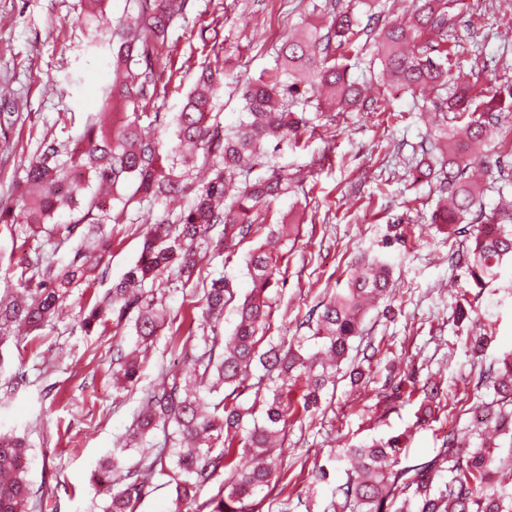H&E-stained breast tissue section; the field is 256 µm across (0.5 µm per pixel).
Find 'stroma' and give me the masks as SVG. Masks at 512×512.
<instances>
[{"instance_id": "stroma-1", "label": "stroma", "mask_w": 512, "mask_h": 512, "mask_svg": "<svg viewBox=\"0 0 512 512\" xmlns=\"http://www.w3.org/2000/svg\"><path fill=\"white\" fill-rule=\"evenodd\" d=\"M307 4L189 0L185 18L173 25L167 46L157 54L155 79L167 88L157 111L179 112L201 67L227 61L245 79L270 70L273 45L299 23ZM466 8L453 22L480 55L463 61L462 68L471 82L496 90L512 82V7L506 0H466ZM82 9L83 0H0V99L14 101L19 112L12 126L0 127V210L16 208L14 184L43 140H74L104 109L111 53L107 43H94L90 30L77 24ZM349 67L370 96L390 98L393 111L340 112L330 122L308 108L316 132L302 147L284 146L275 153L273 164L296 175L298 188L271 210L301 214L303 222L286 246L283 278L269 292L267 337L277 342L308 335L310 310L345 288L352 262L365 255L390 266L391 310H371L354 345L380 343L386 354L362 378L338 382L324 410L290 416L280 478L260 512H334L336 489L346 480L340 453L347 444L400 438L406 466L432 457L452 429L471 445H494L500 458L512 453V437L479 411L495 397L480 384V374L512 353V263L482 289L465 266L449 264V253L465 252L474 242L431 223L435 188L409 175L427 130L420 113L430 109V94L391 89L382 82L373 53L351 60ZM142 235L141 225H113L112 250L92 287L74 290L62 314L43 329L0 341V430L29 445L26 469L41 495L34 512H98L104 495L92 484V471L128 435L144 391L164 374L187 367L170 346L186 339L190 321L201 311L202 291L161 283L169 324L139 383L128 390L112 375L111 330L88 333L78 323L85 305L103 296L136 261ZM250 248L243 242L228 264L223 248L202 244L199 279L227 278L238 297H245L250 279L242 255ZM30 249L0 224V297L15 283ZM463 290L481 325L458 319ZM477 336L484 341L479 351L472 347ZM428 380L439 383L443 405L427 420L409 392ZM323 468L330 473L325 482L319 479ZM153 483L137 512H206V501L224 481L216 479L189 504L176 503L174 486L163 477Z\"/></svg>"}]
</instances>
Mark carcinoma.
<instances>
[{
    "mask_svg": "<svg viewBox=\"0 0 512 512\" xmlns=\"http://www.w3.org/2000/svg\"><path fill=\"white\" fill-rule=\"evenodd\" d=\"M106 0H86L81 17L85 27L99 28ZM135 14L112 31L116 39L113 67L116 79L108 86L106 111L84 126L80 139L67 147L45 141L23 168L17 182L21 206L1 211L0 224L20 229L37 240L58 225L55 214L66 209L76 218L66 225L78 240L66 263L55 253L38 252L21 267L15 289L21 296L0 298V330L13 327L28 333L54 320L72 289L96 280L103 258L112 249V225L129 221L130 204L152 217L145 227L142 250L124 276L105 296L83 309L80 325L89 331L112 326L120 337L112 345L117 379L125 386L139 382L150 348L167 325L166 312L154 286L167 279L186 288L194 281L202 256L198 244L217 238L224 263L236 256L245 241L262 243L245 256L252 288L235 302L229 281L220 277L205 289V309L193 330L202 352L191 367L174 374L166 385L148 391L135 415L132 433L145 443L157 433V448H139V458L124 465L113 454L92 472L94 484L112 489L103 512H136L152 490L150 475L175 483L176 500L195 496L220 474L224 486L206 502L209 512H258V495L271 487L287 440L288 415L297 407L309 412L320 406L326 391L347 359L350 341L359 335L369 310L390 296L387 264L364 257L350 270L347 288L320 302L308 320L309 335L290 345L268 344L259 350L270 330L272 304L268 291L282 274L283 241L292 231L284 219L268 223L271 203L295 188L290 174L275 167L267 146H300L309 131L306 106L343 111L362 107L387 111V105L368 97L367 88L351 79L343 61L354 55L357 40L376 46L380 75L396 88L446 91L431 117L437 134L420 146L425 161L410 169L413 181L434 182L437 194L431 215L457 234L474 233L475 245L462 257L468 274L481 288L494 279L504 262L512 261V200L500 196L486 209V184L475 172H490L487 157L493 135L499 133L494 105L512 86L488 95L477 85L459 83L451 57L469 51L463 38L448 46V7L463 0H416L399 22L375 20L358 29L350 4L323 0L312 11L329 23L304 21L285 31L276 48L275 67L242 87L240 121L225 127L215 110L227 73L205 67L197 75L181 110L166 127L170 146L158 136V115L147 112L158 97L153 73L154 51L169 39L172 20L184 14L189 0H134ZM258 167L265 175L251 178ZM193 195L179 212L153 216L161 199ZM494 224L488 235L479 229ZM235 304L231 335L218 332L224 309ZM134 353L125 349V338ZM259 364L268 383L261 415L236 402L253 389L252 365ZM498 372L481 381L502 397L499 423L512 426V355ZM432 414L439 388L426 382L416 388ZM255 465L236 463V451ZM24 439L0 432V512H28L36 495L22 460ZM402 447L396 437L372 440L342 449L352 462L345 483L337 488L341 508L352 512H512V486L501 482L504 461L486 455L483 446L467 447L450 435L431 458L401 465ZM448 472L441 485L437 478Z\"/></svg>",
    "mask_w": 512,
    "mask_h": 512,
    "instance_id": "obj_1",
    "label": "carcinoma"
}]
</instances>
